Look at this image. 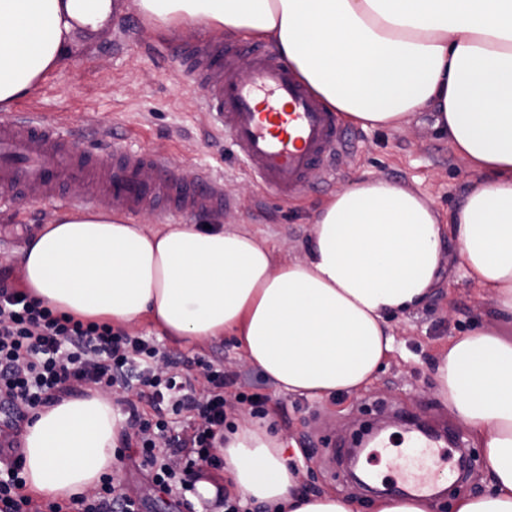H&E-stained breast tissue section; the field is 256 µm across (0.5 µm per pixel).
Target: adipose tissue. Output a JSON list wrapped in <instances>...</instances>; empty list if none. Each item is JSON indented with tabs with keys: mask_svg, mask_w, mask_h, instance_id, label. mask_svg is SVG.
Segmentation results:
<instances>
[{
	"mask_svg": "<svg viewBox=\"0 0 512 512\" xmlns=\"http://www.w3.org/2000/svg\"><path fill=\"white\" fill-rule=\"evenodd\" d=\"M147 18L271 41L347 123L398 127L432 107L476 179L441 223L417 192L354 181L316 209L302 258L256 234L195 224L152 231L109 209H69L31 237L23 284L58 312L116 325L148 320L177 340L232 338L279 392L317 401L365 389L394 350L388 318L422 306L444 241L494 303L498 328L450 337L442 403L484 450V494L456 512H512V0H137ZM111 0H0V112L99 29ZM123 418L87 390L39 411L24 435L28 486L87 494L118 461ZM269 419L241 418L218 453L225 483L269 512H355L302 492L299 462Z\"/></svg>",
	"mask_w": 512,
	"mask_h": 512,
	"instance_id": "adipose-tissue-1",
	"label": "adipose tissue"
}]
</instances>
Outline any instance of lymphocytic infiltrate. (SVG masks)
<instances>
[{"label":"lymphocytic infiltrate","mask_w":512,"mask_h":512,"mask_svg":"<svg viewBox=\"0 0 512 512\" xmlns=\"http://www.w3.org/2000/svg\"><path fill=\"white\" fill-rule=\"evenodd\" d=\"M206 388H198L199 380ZM223 366L196 375L193 362L161 352L156 341L110 322L60 316L19 288H0V417L21 430L31 415L93 385L112 391L125 416L122 445L134 449L162 491L186 494L204 472L220 471L216 450L237 406L264 416L262 377L248 380L234 400ZM24 457L0 467V512H136V503L112 475L93 497L70 502L34 498L23 477Z\"/></svg>","instance_id":"lymphocytic-infiltrate-1"}]
</instances>
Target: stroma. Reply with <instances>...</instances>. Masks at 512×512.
Segmentation results:
<instances>
[{
    "label": "stroma",
    "mask_w": 512,
    "mask_h": 512,
    "mask_svg": "<svg viewBox=\"0 0 512 512\" xmlns=\"http://www.w3.org/2000/svg\"><path fill=\"white\" fill-rule=\"evenodd\" d=\"M189 37L238 44L245 58L258 45L255 39L229 32L159 28L140 13L135 0H125L114 21L95 37L75 40L69 59L18 100L14 109L59 121L80 142L95 135L113 137L129 148L162 154L171 174L187 184L195 183L200 171L210 172L224 184L226 205L220 211L190 216V223L258 234L280 259L302 256L313 208L362 175L396 181L434 202L444 215L469 192L474 175L467 161L438 134L433 111L424 109L395 130L344 125L348 148L338 161L335 179L313 180L287 201L267 193L203 112L201 87L180 63V46ZM62 209L57 199L27 197L0 208V271L7 273L9 285L22 284L17 258L27 238ZM492 308L489 295L464 278L455 245L446 244L431 298L392 320L397 351L367 389L312 402L277 393L274 385H267L264 392L279 430L307 457L301 471L308 492H333L353 500L358 512H373L375 494L347 472L344 459L349 449L379 422L391 448L406 449L408 431L419 422L458 441L472 457L471 466L463 471L458 467V451L451 452L442 470L430 472L431 485L441 473L451 475L442 496L434 500V512H453L458 497L484 493L488 471L482 451L474 446L467 426L442 405L434 373L448 350L449 337L492 326ZM128 331L154 337L167 353L223 365L231 375L244 378L254 372L243 355L221 339L176 340L144 321ZM116 476L139 500L141 512H185L151 484L128 452H121Z\"/></svg>",
    "instance_id": "1"
}]
</instances>
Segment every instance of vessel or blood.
<instances>
[{"label": "vessel or blood", "instance_id": "1", "mask_svg": "<svg viewBox=\"0 0 512 512\" xmlns=\"http://www.w3.org/2000/svg\"><path fill=\"white\" fill-rule=\"evenodd\" d=\"M182 62L202 84L203 107L232 151L272 194L289 198L304 189L312 175L328 179L347 144L330 111L288 65L266 50L253 53L250 83L237 77L235 45L191 38L182 45ZM95 147L76 148L60 126L39 113L22 112L0 123V205L18 193L55 196L61 182L101 180L99 193L78 199L81 207L110 196L115 209L134 214L155 200L172 196L176 211L193 214L224 207V186L203 173L197 187L182 188L166 176L163 157L112 147V169L100 173ZM419 453L401 456L382 449L388 468L403 479H416L423 466L435 467L441 456L437 438H415Z\"/></svg>", "mask_w": 512, "mask_h": 512}]
</instances>
